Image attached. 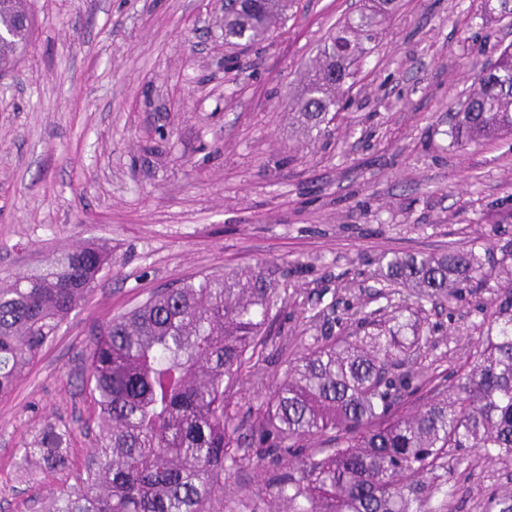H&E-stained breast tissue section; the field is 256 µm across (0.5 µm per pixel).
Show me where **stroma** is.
Returning a JSON list of instances; mask_svg holds the SVG:
<instances>
[{
	"mask_svg": "<svg viewBox=\"0 0 512 512\" xmlns=\"http://www.w3.org/2000/svg\"><path fill=\"white\" fill-rule=\"evenodd\" d=\"M362 0H295L287 21L247 48L224 44V0H30L36 19L0 75V279L42 271L81 246L112 266L88 302L0 399V512L73 484L69 471L21 472L19 450L45 421L93 446L81 388L92 335L153 291L198 274L266 263L279 314L239 395L256 410L287 361L321 328L354 330L413 307L379 276L382 254H430L512 240V136L454 145L448 112L480 66L512 43L481 0H401L362 59L343 110L307 136L292 93L328 32ZM480 295L424 305L434 348L422 369L460 366L482 334ZM428 512H486L512 500V459L450 454L424 477ZM225 503L271 512L253 467L224 481Z\"/></svg>",
	"mask_w": 512,
	"mask_h": 512,
	"instance_id": "stroma-1",
	"label": "stroma"
}]
</instances>
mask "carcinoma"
<instances>
[{"label": "carcinoma", "mask_w": 512, "mask_h": 512, "mask_svg": "<svg viewBox=\"0 0 512 512\" xmlns=\"http://www.w3.org/2000/svg\"><path fill=\"white\" fill-rule=\"evenodd\" d=\"M292 2L224 0V43L266 38ZM399 7L366 0L321 43L295 99V120L307 132L319 135L331 122L352 66L373 51L379 18ZM482 7L512 18V0ZM33 27L27 0L0 8L8 32L0 72L13 67ZM453 119L460 148L512 134V44L480 71ZM500 251L497 270L473 247L379 260L383 280L409 289L420 307L475 294L507 274L478 305L484 331L460 371L422 382L414 355L430 346L431 331L401 310L391 326L366 314L353 333L326 331L289 361L245 432L235 397L261 380L253 361L278 305L265 267L201 274L149 296L95 337L83 386L96 411V446L74 485L38 501V512H224V475L288 455L294 463L266 487L277 512H423L411 486L449 452L512 456V241ZM111 266L103 249L77 248L0 287V398ZM428 384L436 395L409 408ZM69 434L46 422L20 449V469L52 477L68 468Z\"/></svg>", "instance_id": "cac0c4a2"}]
</instances>
